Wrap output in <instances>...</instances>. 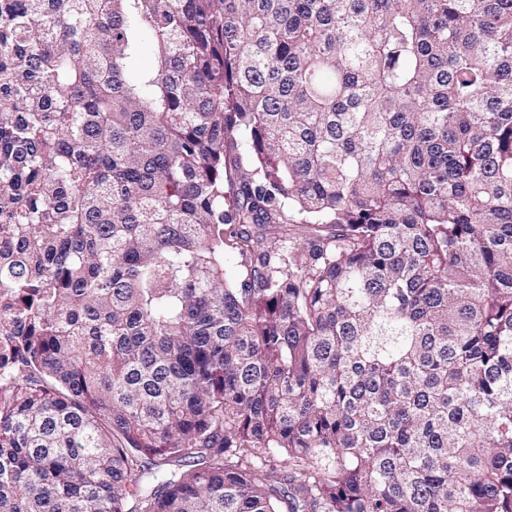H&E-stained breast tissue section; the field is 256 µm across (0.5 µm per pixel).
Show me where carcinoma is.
I'll list each match as a JSON object with an SVG mask.
<instances>
[{
    "label": "carcinoma",
    "instance_id": "obj_1",
    "mask_svg": "<svg viewBox=\"0 0 512 512\" xmlns=\"http://www.w3.org/2000/svg\"><path fill=\"white\" fill-rule=\"evenodd\" d=\"M0 512H512V0H0Z\"/></svg>",
    "mask_w": 512,
    "mask_h": 512
}]
</instances>
